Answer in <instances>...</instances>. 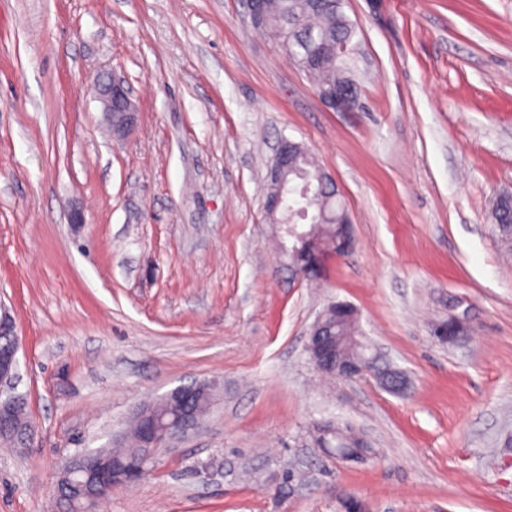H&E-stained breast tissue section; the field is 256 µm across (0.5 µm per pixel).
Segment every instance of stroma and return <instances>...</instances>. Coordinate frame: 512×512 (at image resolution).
I'll use <instances>...</instances> for the list:
<instances>
[{
    "instance_id": "1",
    "label": "stroma",
    "mask_w": 512,
    "mask_h": 512,
    "mask_svg": "<svg viewBox=\"0 0 512 512\" xmlns=\"http://www.w3.org/2000/svg\"><path fill=\"white\" fill-rule=\"evenodd\" d=\"M360 105L334 112L241 0H0V303L36 429L0 445V512H57L67 461L144 404L215 385L196 429L101 512H512V0H346ZM112 74L138 124L116 138ZM336 181L354 247L297 279L263 201L275 143ZM347 302L406 394L319 375ZM467 314L459 345L432 337ZM372 444L346 463L326 422ZM298 474L287 495L285 472ZM112 126L113 114L119 115L121 135H128L137 123V112L132 103L130 88L118 77L108 78L94 87ZM489 219L491 221L492 231L501 248L506 252L512 253L511 213L509 209L505 212L497 194L491 201ZM336 427H338L344 436V442L343 440L340 442L339 447L340 448H353L356 444V438L353 433V431L348 428V426H340L336 424ZM334 427H325L321 426L317 429L316 435H315V442L317 447L320 446V448H323L325 450H328V445L326 443V438L329 435H333L336 437V434L339 433V429Z\"/></svg>"
}]
</instances>
